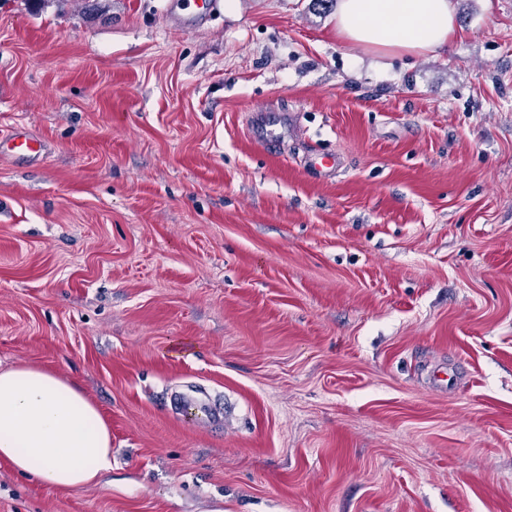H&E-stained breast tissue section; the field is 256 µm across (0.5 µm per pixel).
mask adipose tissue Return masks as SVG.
<instances>
[{"label": "adipose tissue", "instance_id": "adipose-tissue-1", "mask_svg": "<svg viewBox=\"0 0 512 512\" xmlns=\"http://www.w3.org/2000/svg\"><path fill=\"white\" fill-rule=\"evenodd\" d=\"M337 37L387 54L435 55L454 31L452 0H337ZM0 464L68 490L112 469V436L76 383L40 368L0 370Z\"/></svg>", "mask_w": 512, "mask_h": 512}]
</instances>
